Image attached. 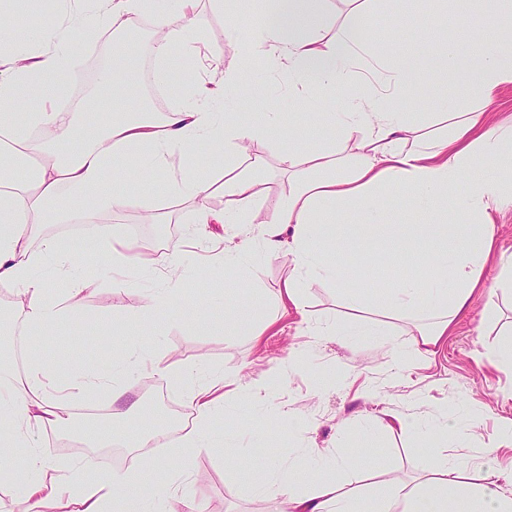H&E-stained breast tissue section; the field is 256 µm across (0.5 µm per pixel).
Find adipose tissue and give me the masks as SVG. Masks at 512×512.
Returning <instances> with one entry per match:
<instances>
[{
    "mask_svg": "<svg viewBox=\"0 0 512 512\" xmlns=\"http://www.w3.org/2000/svg\"><path fill=\"white\" fill-rule=\"evenodd\" d=\"M470 2V11L458 21L465 38L441 41L426 57L414 43L394 56L381 52L382 43L394 39L403 27L397 0H348L352 18L336 29L328 21L334 0H212L226 14L251 20L253 38L248 45L233 40L225 50L202 42L196 26L200 0H178L173 14L156 10V0H63L55 22L34 26L37 49L0 54V158L30 166L23 180L7 168L0 170V286L24 296V316L32 330L81 315L88 282L72 273L76 257L42 233L46 224H88L101 257L111 261L114 270L132 265L131 243L113 235L111 225L91 222L96 213L132 209L140 212L143 222L161 223L158 209L146 198L108 188L107 172L124 159L139 160L133 173L147 180L169 157L187 154L198 144H209L216 153L236 149L245 154L247 169L225 178L223 210L207 205L214 184L208 174L178 171L168 181L167 194L190 204L198 224L256 222L254 175L266 161L248 154L247 147L256 137L275 138L286 130L303 148L283 156L294 172L288 194L260 223L266 254L289 257L280 300L302 307L304 280L328 271L318 231L335 212L360 214L354 235L368 230L386 235L391 224L382 199L399 191L406 207L434 213V220L407 225L406 231L433 241L436 249L427 256L431 275L401 278L395 287L384 289L382 298L392 317L425 320L415 347L437 345L479 288L487 264L497 262L502 284L512 288V255L498 252L492 220L493 213L512 207V178H467L488 161L512 171V127L490 120L500 86L512 83V0ZM372 5L387 15L385 30L358 24V17ZM141 14L153 18L152 51L160 75H167L172 57L192 47L208 62V80H196L193 63H186L188 96L167 112L143 110L140 75L125 62L124 42L114 39L112 72L102 80L121 87L129 106L103 127L80 124L75 113L59 105L63 76L73 71L80 51ZM228 50L237 59L229 67L224 64ZM260 62L276 70L300 100L333 87L342 89L343 100L331 112L293 113L286 128L273 111L258 121L237 112L214 111V103L244 90L247 73ZM311 71L318 86L304 81ZM423 72L438 81L461 73L464 87L478 102L472 111L449 113L448 131L441 136L427 130L436 113L415 116L396 107L401 98L414 93ZM24 100L38 101L39 106L18 111ZM461 183L467 186L465 194H455ZM35 238L40 241L36 248L31 245ZM43 268L51 269V278L66 281L61 298L48 296L50 278L38 275ZM151 269L163 286L147 296L140 317L149 320L161 312L180 320L179 262L164 254ZM203 369L199 363L166 372L184 383L195 414L196 427L183 435L182 445L195 450L220 446L230 459L236 454L232 435L210 428L219 392L228 381L203 376ZM51 380L49 367L38 357L31 359L23 380L8 365H0V453L22 449L23 466L12 469L11 475L23 484L28 499L45 512H149L155 496L180 501L188 471H174L161 487L151 483L150 470L168 467L169 462L156 456L146 436L133 443L142 461L138 470L114 471L93 480L89 464L76 463L64 479H47L49 456L31 437L49 424L67 428L72 400L92 385L89 378L77 376L65 394L45 404L37 395ZM247 481L256 494L285 498L291 512H512V492L499 485L495 467L470 469L440 454L422 477L373 499L360 487L340 483L332 471L312 473L307 482H300L290 463L252 472Z\"/></svg>",
    "mask_w": 512,
    "mask_h": 512,
    "instance_id": "1",
    "label": "adipose tissue"
}]
</instances>
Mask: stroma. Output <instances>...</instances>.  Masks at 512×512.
Returning <instances> with one entry per match:
<instances>
[{
	"instance_id": "35a3bbf8",
	"label": "stroma",
	"mask_w": 512,
	"mask_h": 512,
	"mask_svg": "<svg viewBox=\"0 0 512 512\" xmlns=\"http://www.w3.org/2000/svg\"><path fill=\"white\" fill-rule=\"evenodd\" d=\"M54 18L51 0H28L17 13L11 30L0 33V50L28 39L34 23ZM126 36V59L136 67L146 90L144 104L168 111L184 96L177 79L167 82L166 97L150 93L158 80L151 50V19L141 15L132 19ZM109 45L101 41L82 52L70 78L62 107L76 112L79 122L96 127L112 114L125 110L126 101L111 92L88 93L94 80L91 65L108 58ZM460 85L459 75H449L446 83H433L420 74L412 98L403 100L402 111L463 112L472 107ZM252 153L267 160L257 186L262 209L288 193V173L280 162L288 149L287 138L253 140ZM108 184L123 185L131 195L155 199L162 210L180 211L175 229L164 224L140 223L135 211L117 210L99 216L111 225L114 234L131 237L141 248V262L162 254L158 239L171 236L181 244L179 261L182 279L180 310L184 322L171 323L157 316L150 327L140 326L136 313L142 298L153 283L141 278L137 268L116 272L97 259L90 243L81 237L79 224H48L44 231L58 237L80 256L75 275L88 276L85 293L86 315L80 320L57 322L41 332L23 327V308L12 294L0 292V348L5 349L19 378H26L29 357L38 354L56 375L57 383L90 372L108 376L129 341H136L147 358L156 359V367L141 368L131 379L129 400L134 411L114 409L109 393L92 390L71 404L72 421L85 430L105 426L113 438L130 444L147 427L165 425L171 407L188 409L184 385L171 382L161 368H178L206 362L209 368L229 378H240L242 385L263 380L268 397L257 403L236 395L228 397L211 422L213 431L237 434L238 453L226 461L224 451H187L174 459V466L185 465L194 480L184 492L180 512L201 505L204 512H286L287 502L278 496H256L243 480L245 474L261 468L294 462L301 473L333 467L337 457L348 462L338 472L341 481L363 486L373 492L382 481L406 482L425 474L435 453L476 464L482 461L487 445L498 440L499 429L512 420V371L499 369L484 357L487 350L512 343V291L503 289L497 264L486 266L482 286L477 289L468 309L460 315L448 335L432 353L413 354L408 325L393 321L377 306L378 289L355 280L353 271L376 253L391 254L388 275L414 273L417 260L426 248L424 242L405 246L404 234L391 239L350 235L358 218L340 211L331 223L327 243L328 258L345 281L337 289L332 277L319 273L304 285L305 311L282 308L280 290L289 271L287 256H267L255 249L246 270L227 269L206 257L211 239H240L258 235L255 224H196L188 207L166 194V172H158L149 182L126 179L125 163H117L106 177ZM365 297L366 308L353 307V296ZM367 323L371 329L351 336H325L322 328H338ZM260 338H252L255 329ZM405 357L401 378H394V354ZM390 409L410 420H421L415 432H390L381 429L382 410ZM448 417L468 424L464 441L435 443L432 424ZM354 423V430L339 434L343 420ZM372 433V449L355 447L357 430ZM71 431L44 428L39 434L42 446L50 448L52 467L62 469L79 462L91 463L90 477L97 478L114 470L113 460L90 452L88 439L79 446L53 448V439L71 438ZM311 448L326 449L325 458L308 456Z\"/></svg>"
}]
</instances>
